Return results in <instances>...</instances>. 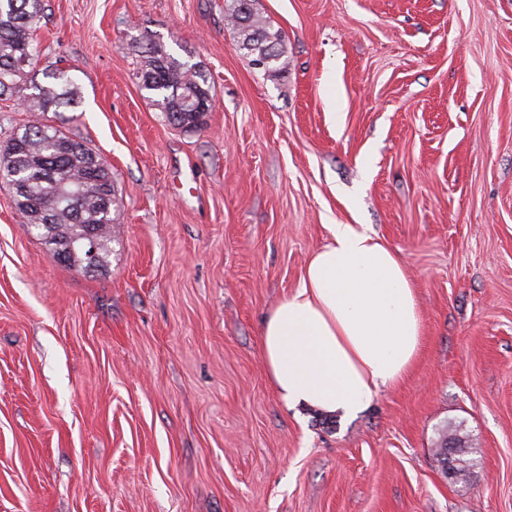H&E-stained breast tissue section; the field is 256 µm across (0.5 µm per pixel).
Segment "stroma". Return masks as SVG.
Returning a JSON list of instances; mask_svg holds the SVG:
<instances>
[{"label":"stroma","mask_w":512,"mask_h":512,"mask_svg":"<svg viewBox=\"0 0 512 512\" xmlns=\"http://www.w3.org/2000/svg\"><path fill=\"white\" fill-rule=\"evenodd\" d=\"M257 7L284 71L224 0H44L30 77L62 64L81 102L0 99V144L35 119L82 138L118 214L87 272L0 183V512H512V0ZM149 39L206 75L202 130L143 89ZM334 224L401 257L424 330L352 418L288 406L260 343ZM254 0H225L224 15L236 29L239 50L245 51L255 65L269 68L284 56L281 36L273 32L254 9Z\"/></svg>","instance_id":"obj_1"}]
</instances>
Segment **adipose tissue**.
Listing matches in <instances>:
<instances>
[{"label":"adipose tissue","mask_w":512,"mask_h":512,"mask_svg":"<svg viewBox=\"0 0 512 512\" xmlns=\"http://www.w3.org/2000/svg\"><path fill=\"white\" fill-rule=\"evenodd\" d=\"M260 336L268 376L287 404L348 417L407 376L423 330L399 256L366 230L335 224Z\"/></svg>","instance_id":"adipose-tissue-1"}]
</instances>
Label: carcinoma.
<instances>
[{"label": "carcinoma", "instance_id": "1", "mask_svg": "<svg viewBox=\"0 0 512 512\" xmlns=\"http://www.w3.org/2000/svg\"><path fill=\"white\" fill-rule=\"evenodd\" d=\"M40 11L41 0H0V96L17 97L30 112H56L79 104L80 96L64 68L52 69L47 85H27ZM224 15L236 29L239 50L254 64L267 68L283 58L280 34L255 11L254 0H224ZM141 57L143 88L156 96L168 123L186 132L202 129L212 99L196 65L154 40ZM0 181L14 189L17 209L38 230L52 260L85 270L108 265L117 211L112 171L83 142L31 122L0 149Z\"/></svg>", "mask_w": 512, "mask_h": 512}]
</instances>
